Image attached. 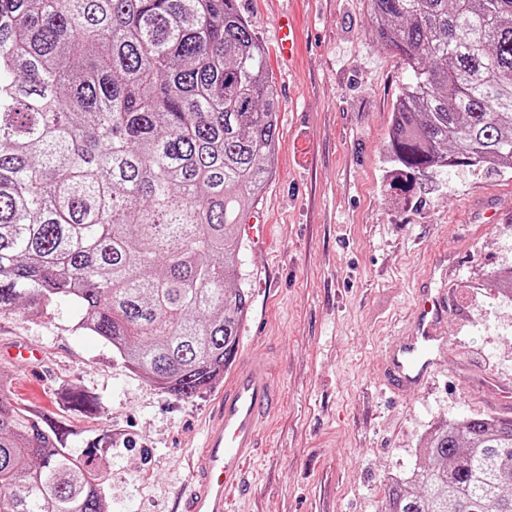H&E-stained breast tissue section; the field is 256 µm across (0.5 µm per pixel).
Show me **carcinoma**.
<instances>
[{
	"label": "carcinoma",
	"mask_w": 512,
	"mask_h": 512,
	"mask_svg": "<svg viewBox=\"0 0 512 512\" xmlns=\"http://www.w3.org/2000/svg\"><path fill=\"white\" fill-rule=\"evenodd\" d=\"M410 73L405 176L512 170V0H368ZM279 99L236 0H0V313L62 301L167 393L213 388L248 311L238 228L270 181ZM0 375V512H106L98 446ZM512 418L440 422L381 512H512Z\"/></svg>",
	"instance_id": "cac0c4a2"
}]
</instances>
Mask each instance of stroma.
Instances as JSON below:
<instances>
[{
	"label": "stroma",
	"instance_id": "1",
	"mask_svg": "<svg viewBox=\"0 0 512 512\" xmlns=\"http://www.w3.org/2000/svg\"><path fill=\"white\" fill-rule=\"evenodd\" d=\"M237 3L280 102L275 173L254 208L267 238H242L239 252L250 304L239 349L270 359L281 395L258 432L245 512H381L387 481L410 471L436 422L502 412L476 380L512 385V299L489 280L512 270V172L453 167L401 194L386 144L408 74L372 37L367 0ZM280 13L295 29L290 62L277 44ZM494 206L505 219L486 223ZM441 253L454 301L440 328L448 363L420 389L385 393L386 346ZM26 345L40 361L16 358ZM0 373L16 402L76 427V451L111 433L99 455L109 512H178L217 390L169 395L73 329L64 307L50 319L0 313ZM68 388L98 401V413L75 412L60 398Z\"/></svg>",
	"mask_w": 512,
	"mask_h": 512
}]
</instances>
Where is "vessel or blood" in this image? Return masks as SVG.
I'll return each instance as SVG.
<instances>
[{
	"mask_svg": "<svg viewBox=\"0 0 512 512\" xmlns=\"http://www.w3.org/2000/svg\"><path fill=\"white\" fill-rule=\"evenodd\" d=\"M443 263H434L403 336L393 339L383 382L395 394L429 383L448 362V339L438 332L448 316V291L434 281L446 277ZM279 389L251 356L232 369L205 423L200 446L188 462L179 498L180 512H231L234 498L247 491V470L259 451L258 430L278 407Z\"/></svg>",
	"mask_w": 512,
	"mask_h": 512,
	"instance_id": "b4317fda",
	"label": "vessel or blood"
}]
</instances>
